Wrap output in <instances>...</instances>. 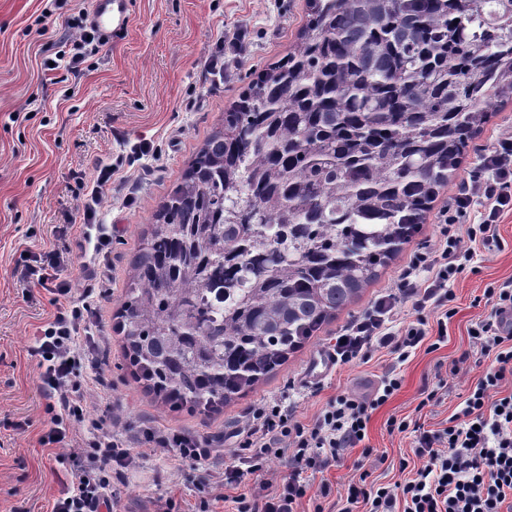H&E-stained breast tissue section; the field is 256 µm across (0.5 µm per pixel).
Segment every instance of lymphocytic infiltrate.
<instances>
[{
	"mask_svg": "<svg viewBox=\"0 0 512 512\" xmlns=\"http://www.w3.org/2000/svg\"><path fill=\"white\" fill-rule=\"evenodd\" d=\"M478 159L479 173L459 186L440 214L441 223L450 226L466 223L475 210L478 223L467 224L465 237L445 235L436 253H415L393 284L338 334L333 346L338 362H352L374 347L405 359L418 346L425 344L435 351L447 341L448 322L456 314L450 306L454 299L450 284L472 262L473 243L489 251L501 247L497 224L512 211V131L480 147ZM45 259L46 266L27 271L37 285L49 287L56 308L52 321L34 334L42 390L56 399L65 416L79 419L85 396L72 375L82 355L84 314L91 306H75L68 284L54 283L50 270L57 265V251L48 252ZM484 296L490 312L469 328L468 337L473 350L490 357L489 367L446 427L431 432L404 417L388 418L389 430L413 434V453L420 465L413 477L394 485L363 479L349 482L344 488L348 505L362 507L363 512H512V391L506 389L512 378V327L502 321L503 314L512 310V281L487 287ZM405 303L411 304L416 317L401 323L397 308ZM428 307L433 308L435 321L424 316ZM400 387V377L387 374L374 396L338 395L306 425L294 421L279 404L258 408L250 428L258 448L224 471L225 487L236 491V512H297L311 475L323 472L363 442L372 412ZM142 442L151 453L173 450L194 464L209 456L205 442L186 433L148 429ZM140 454V448L124 447L107 436L96 440L87 457H73L62 495L51 512H97L101 506L110 510L112 467L125 466ZM285 455L293 469L276 489L251 496L240 493L241 484L260 475L270 458Z\"/></svg>",
	"mask_w": 512,
	"mask_h": 512,
	"instance_id": "f902f5d3",
	"label": "lymphocytic infiltrate"
}]
</instances>
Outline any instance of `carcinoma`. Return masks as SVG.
Masks as SVG:
<instances>
[{"instance_id": "carcinoma-1", "label": "carcinoma", "mask_w": 512, "mask_h": 512, "mask_svg": "<svg viewBox=\"0 0 512 512\" xmlns=\"http://www.w3.org/2000/svg\"><path fill=\"white\" fill-rule=\"evenodd\" d=\"M512 94V0H308L156 215L119 322L174 409L251 389L409 242Z\"/></svg>"}]
</instances>
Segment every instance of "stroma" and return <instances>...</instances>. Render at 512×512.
I'll list each match as a JSON object with an SVG mask.
<instances>
[{"label": "stroma", "mask_w": 512, "mask_h": 512, "mask_svg": "<svg viewBox=\"0 0 512 512\" xmlns=\"http://www.w3.org/2000/svg\"><path fill=\"white\" fill-rule=\"evenodd\" d=\"M131 10V34L123 45L85 52L73 67L70 24L91 14V0H0V512H51L61 494L58 477L69 466L59 445L39 443L53 426V414L41 388L33 334L54 308L48 293L25 276L40 254L57 247L64 250L59 280L93 311L81 339L87 361L77 374L86 376L96 364L103 382L86 394L87 421L66 423L73 445L92 440L88 421L94 418L131 445L142 427L152 426L195 434L210 446L201 468L173 452L129 463L112 482L114 512H163L170 498L186 512L203 501L213 512H232L233 503L224 499V469L239 451L237 435L247 429L254 408L276 402L307 424L330 399L371 395L383 375L398 373L402 387L373 411L365 441L313 479L298 508L341 512L344 503L336 492L361 472L370 471L380 483L404 479L401 464L414 458L413 437L389 433L390 416L431 430L445 427L486 371L488 360L468 355L467 331L489 312L478 302L485 288L512 280V213L498 227L503 250L478 251L453 284L456 314L440 349H418L402 363L373 349L310 383L304 380L308 361L370 308L415 251L434 249L440 212L475 170L477 145L512 129V95L492 108L420 233L353 303L275 373L223 409L176 411L149 391L124 356L117 314L133 262L182 173L223 126L225 110L253 73L296 44L307 0H132ZM100 164L112 167L114 175L96 221L112 235L105 269L94 275L79 227L86 186ZM455 360L461 363L456 373ZM431 390L439 404L422 406L424 392ZM324 482L333 490L325 499L319 494Z\"/></svg>", "instance_id": "35a3bbf8"}]
</instances>
